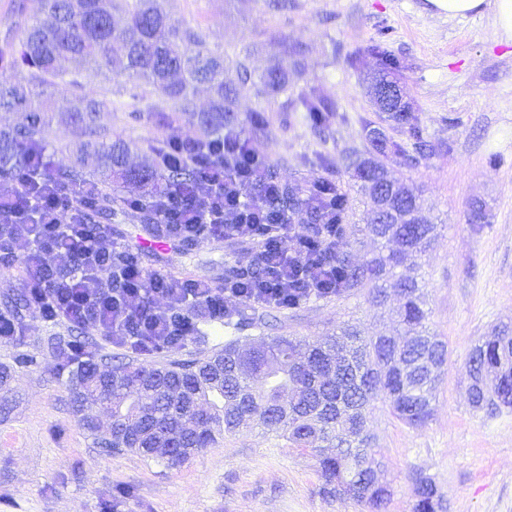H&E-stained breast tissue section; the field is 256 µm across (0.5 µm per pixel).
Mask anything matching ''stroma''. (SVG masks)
I'll return each mask as SVG.
<instances>
[{
	"label": "stroma",
	"instance_id": "stroma-1",
	"mask_svg": "<svg viewBox=\"0 0 512 512\" xmlns=\"http://www.w3.org/2000/svg\"><path fill=\"white\" fill-rule=\"evenodd\" d=\"M163 6L223 55L230 71L241 61L261 74L282 43L304 45L302 56L283 61L287 94L312 86L329 99L336 117L328 132H318L306 113L289 111L287 94L259 97L247 87L235 102L239 128L270 159L280 184L335 178L348 199L341 247L356 263L376 250L365 230L370 201L334 163L348 150L368 156V122L401 145V155L384 165L392 179L419 189L423 221L437 227L417 262L429 326L447 341L448 361L425 425H405L381 401L369 413L380 478L391 492L384 512H411L416 471L434 481L446 512H512V410L492 416L473 407L467 371L474 345L512 324V43L500 41L491 16L450 20L434 15L429 0H292L285 11L270 0H163ZM372 46L399 65L406 124L393 125L372 107L365 83L378 62L368 52ZM359 50L360 64L350 65ZM66 69L78 77L81 93L105 98L100 122L113 139L130 142L131 163L150 158L165 139L200 138L197 122L166 110L151 87L105 69L86 74L71 63ZM258 113L268 122L263 136L251 129ZM86 140L83 127L56 113L44 148L55 171L79 169L113 198L93 223L137 250L147 269L223 286L225 270L247 243L202 237L141 248L140 239L165 237L154 221L122 203L141 193L142 184L104 179L92 157L78 163ZM477 204L486 216L480 225L471 222ZM369 291L362 285L337 297H310L294 309L260 304L256 310L267 315L271 336L312 342L348 324L366 336L392 334L397 292L389 291L380 306ZM73 334L69 324L43 322L24 306L15 334L0 336V367L9 370L0 397L11 402L9 414L0 415V512H368L351 498L323 493L311 449L292 447L259 426L224 437L180 466L103 452L70 404L61 360ZM233 336V329L200 319L197 334L185 337L171 357L211 355ZM24 355L36 356V365H18Z\"/></svg>",
	"mask_w": 512,
	"mask_h": 512
}]
</instances>
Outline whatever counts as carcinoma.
Returning a JSON list of instances; mask_svg holds the SVG:
<instances>
[{
    "label": "carcinoma",
    "instance_id": "carcinoma-1",
    "mask_svg": "<svg viewBox=\"0 0 512 512\" xmlns=\"http://www.w3.org/2000/svg\"><path fill=\"white\" fill-rule=\"evenodd\" d=\"M43 17L24 22L15 62L25 70L11 81L0 73V107L28 112L27 122L0 130V179L31 165L33 153L42 149L50 108L36 101L32 88H52L62 95L57 111L82 124L89 141L80 155L97 154L102 172L125 179L165 183L186 181L193 173L174 169L161 174L153 165L134 168L130 147L113 141L99 123L104 101L67 93L78 84L60 67L65 58L105 65L116 74L152 86L171 111L198 120L208 137L233 133L238 126L233 82L224 80V56L210 52L199 32L172 22L159 0H42ZM394 70L384 61L370 77L368 94L376 99L377 87ZM237 81L252 84L257 93H288V72L272 63L258 80L239 68ZM210 86L214 104L208 111L196 108V86ZM307 113L319 130L328 128L335 112L315 89L290 101ZM365 140L378 153L401 154V147L367 125ZM365 191L384 178V165L355 159L345 165ZM304 190L284 189L276 205L299 212L303 235L318 234L315 213L303 209ZM419 197L404 198L400 224H377L367 217L366 228L376 239L399 244V249L355 263L347 251H325L321 260L336 266V295L363 282L371 284L374 302L386 300L384 281L395 278L403 302L397 314L405 336L364 338L353 326L322 343L286 336H240L224 349L204 358L145 364L135 359L105 373L97 362L79 361L72 371L73 405L82 414L85 430L101 447L112 452H134L170 465L186 461L202 448L218 443L249 422L283 433L298 448H334L319 459L323 490L347 495L378 512L390 496L379 481L380 464L371 453L367 419L372 403L382 395L392 414L411 427L424 425L432 416L431 400L448 358V344L426 326L424 293L416 268L407 257L430 246L434 227L417 224L413 211ZM263 267L244 256L236 260L228 277L260 276ZM225 325L237 332L263 329L268 321L254 308H242L236 321ZM469 373L480 369L492 376L481 393L482 407L495 411L512 408V328L504 326L494 338L475 346L467 363ZM110 410L112 423L102 434L92 418V408ZM413 512H444L443 496L427 477H414Z\"/></svg>",
    "mask_w": 512,
    "mask_h": 512
}]
</instances>
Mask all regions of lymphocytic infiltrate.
I'll return each instance as SVG.
<instances>
[{
	"label": "lymphocytic infiltrate",
	"instance_id": "lymphocytic-infiltrate-1",
	"mask_svg": "<svg viewBox=\"0 0 512 512\" xmlns=\"http://www.w3.org/2000/svg\"><path fill=\"white\" fill-rule=\"evenodd\" d=\"M158 163L163 169L192 168L195 176L185 185L126 197V206L150 212L182 242L207 234L258 244L268 276L220 292L203 279L183 281L165 269L128 265L126 246L107 227L88 222L83 190L59 195L49 161L40 154L29 169L0 180V243L20 261L30 304L43 320L91 327L117 345L140 349L164 340L172 317L189 316L193 306L221 315L228 295L277 305L287 302L291 289L315 295L335 283V268L300 247L296 216L270 208L279 185L245 137L171 138ZM158 295L166 298L165 306H153Z\"/></svg>",
	"mask_w": 512,
	"mask_h": 512
}]
</instances>
